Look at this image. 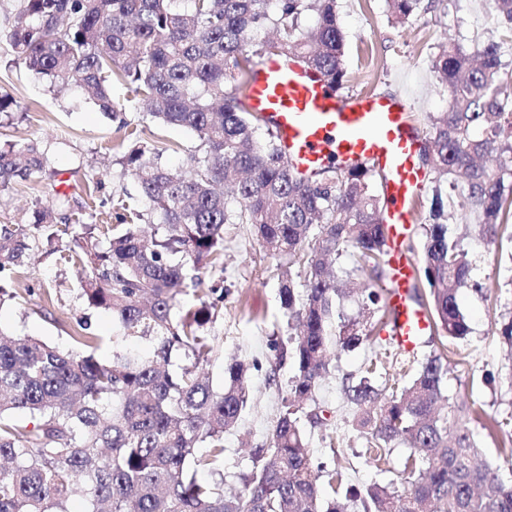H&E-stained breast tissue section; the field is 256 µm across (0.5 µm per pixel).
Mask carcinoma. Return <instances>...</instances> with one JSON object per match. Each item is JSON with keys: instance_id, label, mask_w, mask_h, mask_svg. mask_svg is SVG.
I'll list each match as a JSON object with an SVG mask.
<instances>
[{"instance_id": "cac0c4a2", "label": "carcinoma", "mask_w": 512, "mask_h": 512, "mask_svg": "<svg viewBox=\"0 0 512 512\" xmlns=\"http://www.w3.org/2000/svg\"><path fill=\"white\" fill-rule=\"evenodd\" d=\"M189 2L23 0L9 32L20 63L51 86L81 89L112 119L144 106L159 125L193 130L199 145L182 172L144 160L161 150L139 131L129 133L135 143L122 164L158 219L149 239L137 224L142 214L99 224L90 205L76 218L80 235L44 207L28 224L0 225V274L21 273L44 241L85 272L80 296L88 307L112 312L125 338L150 345L146 354L101 358L103 338L88 316L70 334V350L0 329V512H69L73 497L84 499L83 512H512V486L478 460L467 427L480 406L437 410L447 369L436 354L417 362L388 399L373 363L343 378L353 425L376 465L387 462L395 443L410 449L408 487L399 493L374 482L325 500L303 423H324L312 403L332 351L368 341L388 314L385 296L373 288L366 303L380 314L375 324L345 319V280L332 269L344 254L362 269H381L385 200L367 166L297 176L272 129L265 142L256 140L263 121L240 95L256 61L268 56L311 66L340 87L345 37L336 0H277L274 12L268 0ZM386 4L391 16L406 19L417 0ZM308 11L317 17L311 31L301 26ZM266 27L274 39H257ZM432 69L449 106L425 116L419 161L434 175L422 244L428 296L415 284L413 298L434 322V343L471 332L459 299L472 287L475 259L448 235L450 221L464 220L487 245L512 240V72L493 40L474 51L450 43ZM113 83L126 90L124 102L112 100ZM490 157L497 168L487 167ZM45 163L34 144L0 145V184L35 181ZM231 177L234 210L224 192ZM450 177L456 204L443 195ZM226 224L249 225L264 250L288 259L273 270L288 333L270 340L269 380L286 364L295 369L266 443L251 451L243 489L231 495L224 493V433L250 402L251 365L229 360L220 390L205 372L215 351L206 325L224 304V287L202 290L199 306L176 322L171 317L220 262ZM66 238L74 245H61ZM176 354L184 361L174 371ZM200 469L213 478L198 480Z\"/></svg>"}]
</instances>
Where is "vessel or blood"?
I'll list each match as a JSON object with an SVG mask.
<instances>
[{"mask_svg":"<svg viewBox=\"0 0 512 512\" xmlns=\"http://www.w3.org/2000/svg\"><path fill=\"white\" fill-rule=\"evenodd\" d=\"M246 106L271 125L282 153L300 174L363 163L383 174L391 312L384 334L403 352L416 353L433 324L409 298L416 262L407 242L413 233L415 199L426 175L418 165L424 133L408 101L342 96L314 70L269 58L253 70Z\"/></svg>","mask_w":512,"mask_h":512,"instance_id":"b4317fda","label":"vessel or blood"}]
</instances>
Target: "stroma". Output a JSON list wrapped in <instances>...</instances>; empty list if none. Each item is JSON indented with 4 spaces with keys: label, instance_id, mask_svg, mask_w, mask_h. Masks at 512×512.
I'll return each mask as SVG.
<instances>
[{
    "label": "stroma",
    "instance_id": "1",
    "mask_svg": "<svg viewBox=\"0 0 512 512\" xmlns=\"http://www.w3.org/2000/svg\"><path fill=\"white\" fill-rule=\"evenodd\" d=\"M21 5V0H0V93L15 102L9 115L0 116V138L37 145L47 166L37 181L15 180L0 187V224L29 223L38 207L78 215L87 199L88 183L98 180L102 186L96 203L103 212H112L116 200H125L142 213L143 230H150L156 219L121 163L131 146L126 132L140 129L143 139L162 149L161 162L172 169L186 168L198 145L195 134L179 126H158L146 113L133 109L108 119L79 88L60 92L28 72L18 64L8 38ZM337 16L346 38L341 94L405 98L419 122L426 113L448 109V93L438 86L430 69L441 45L454 40L471 48L489 40L502 41L491 0H420L415 12L402 21L390 17L385 0H337ZM502 43V60L512 66V42ZM448 231L478 260L472 272L475 286L461 298L471 333L466 339L446 342L441 349L448 367L445 394L459 406L479 401L486 417L504 422L501 430L484 429L476 419L468 426L479 440L482 457L498 467L503 481L512 482V451L507 448L512 439V386L505 380L512 373V352L497 334L502 318L512 311V242L487 248L464 235L460 225H449ZM273 263L250 226L225 225L224 262L210 272L211 279L224 284V306L207 325L217 339L208 366L213 387H223L224 365L232 357L253 364L248 377L250 405L238 428L224 436V488L228 491L241 488L250 452L265 443L294 375L287 365L279 370L276 383L268 381L270 336L288 330L277 283L267 273ZM80 278V271L62 263L58 254L44 246L35 248L23 273L0 282L8 288L34 290L27 301L0 306V329L67 349L70 325L87 315L96 334L119 337L120 349L148 351L145 341L123 339L111 312L87 309L78 296ZM44 285L53 290L52 303L36 293ZM383 342L379 336L369 345L337 351L316 390V404L326 410L327 421L307 428L306 434L313 463L322 466L324 473L341 471L348 486L382 482L400 491L407 448H394L385 469H377L365 453L364 438L352 426V410L342 390L343 376L360 371Z\"/></svg>",
    "mask_w": 512,
    "mask_h": 512
}]
</instances>
